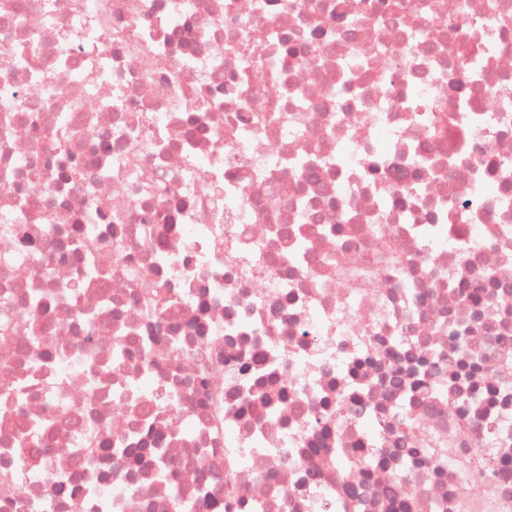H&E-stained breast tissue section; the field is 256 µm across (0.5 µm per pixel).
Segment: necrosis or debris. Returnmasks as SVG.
<instances>
[{"label": "necrosis or debris", "mask_w": 512, "mask_h": 512, "mask_svg": "<svg viewBox=\"0 0 512 512\" xmlns=\"http://www.w3.org/2000/svg\"><path fill=\"white\" fill-rule=\"evenodd\" d=\"M391 2L0 0V512H512V0Z\"/></svg>", "instance_id": "1"}]
</instances>
